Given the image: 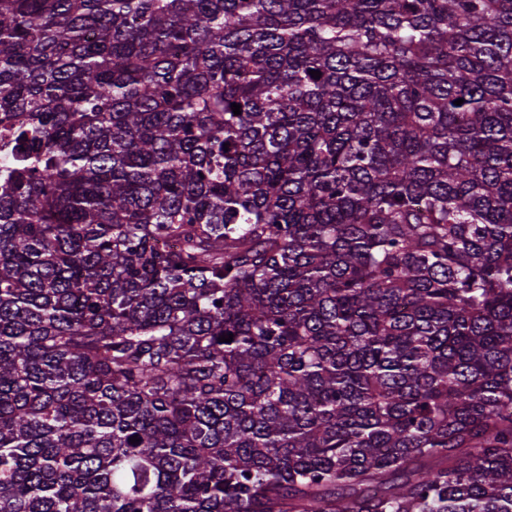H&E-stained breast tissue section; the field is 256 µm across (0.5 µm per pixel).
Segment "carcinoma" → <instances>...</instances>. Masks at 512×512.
<instances>
[{"label": "carcinoma", "mask_w": 512, "mask_h": 512, "mask_svg": "<svg viewBox=\"0 0 512 512\" xmlns=\"http://www.w3.org/2000/svg\"><path fill=\"white\" fill-rule=\"evenodd\" d=\"M0 130V512H512V0H0Z\"/></svg>", "instance_id": "cac0c4a2"}]
</instances>
